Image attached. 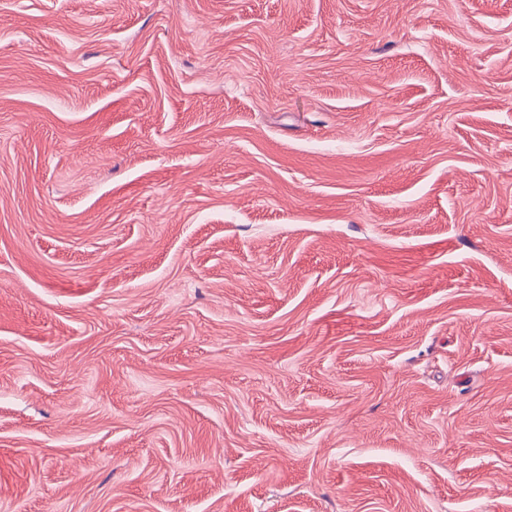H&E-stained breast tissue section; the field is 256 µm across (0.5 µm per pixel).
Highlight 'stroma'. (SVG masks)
<instances>
[{
  "instance_id": "35a3bbf8",
  "label": "stroma",
  "mask_w": 512,
  "mask_h": 512,
  "mask_svg": "<svg viewBox=\"0 0 512 512\" xmlns=\"http://www.w3.org/2000/svg\"><path fill=\"white\" fill-rule=\"evenodd\" d=\"M0 512H512V0H0Z\"/></svg>"
}]
</instances>
